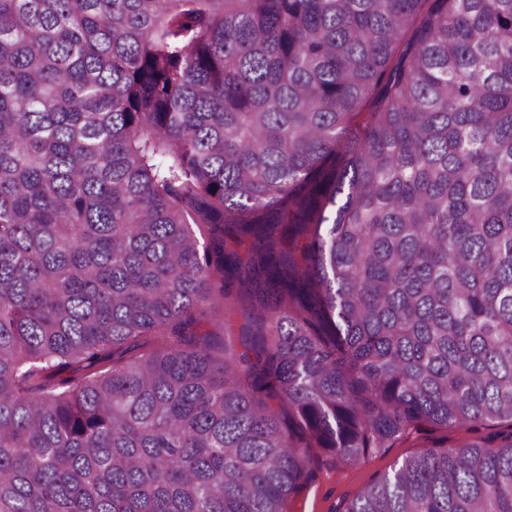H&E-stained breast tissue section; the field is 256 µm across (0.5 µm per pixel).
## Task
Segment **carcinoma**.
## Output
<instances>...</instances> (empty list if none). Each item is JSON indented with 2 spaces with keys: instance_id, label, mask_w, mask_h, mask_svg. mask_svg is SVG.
Wrapping results in <instances>:
<instances>
[{
  "instance_id": "obj_1",
  "label": "carcinoma",
  "mask_w": 512,
  "mask_h": 512,
  "mask_svg": "<svg viewBox=\"0 0 512 512\" xmlns=\"http://www.w3.org/2000/svg\"><path fill=\"white\" fill-rule=\"evenodd\" d=\"M492 423L342 512H512V0H0V512Z\"/></svg>"
}]
</instances>
